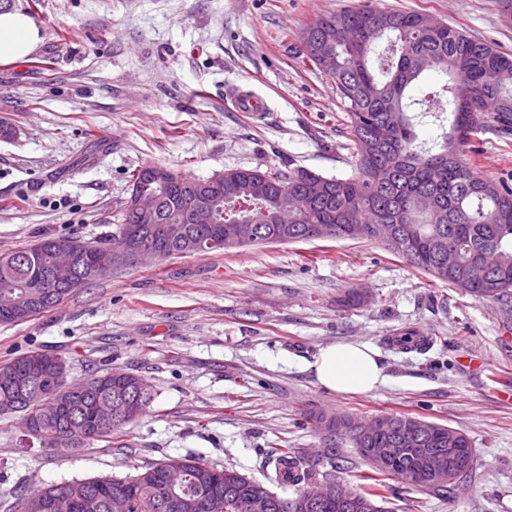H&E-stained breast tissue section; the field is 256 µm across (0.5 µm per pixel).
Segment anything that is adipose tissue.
<instances>
[{
  "instance_id": "adipose-tissue-1",
  "label": "adipose tissue",
  "mask_w": 512,
  "mask_h": 512,
  "mask_svg": "<svg viewBox=\"0 0 512 512\" xmlns=\"http://www.w3.org/2000/svg\"><path fill=\"white\" fill-rule=\"evenodd\" d=\"M41 42V30L29 16L18 10L0 12V64L26 59ZM307 368L320 386L337 393L365 394L385 382L379 354L366 342L327 345Z\"/></svg>"
}]
</instances>
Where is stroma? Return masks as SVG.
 Segmentation results:
<instances>
[{
    "label": "stroma",
    "instance_id": "35a3bbf8",
    "mask_svg": "<svg viewBox=\"0 0 512 512\" xmlns=\"http://www.w3.org/2000/svg\"><path fill=\"white\" fill-rule=\"evenodd\" d=\"M365 6L418 12L512 54L501 0H12L43 41L0 64V254L46 235L112 236L129 173L148 163L191 178L227 168L356 172L344 101L303 54L316 18ZM264 96L234 111L227 89ZM477 172L512 177V137L479 133ZM355 291V307L340 303ZM411 328L424 350L388 343ZM367 342L386 384L365 395L322 388L305 370L331 343ZM52 349L67 380L99 369L146 377L149 410L112 437L48 451L21 416L0 417V512L73 479L125 476L192 455L263 477L281 438L316 449L304 415L367 421L410 414L463 431L473 469L441 498L400 485L387 512H512V328L499 304L436 280L378 240H310L174 256L74 292L34 319L0 325V361Z\"/></svg>",
    "mask_w": 512,
    "mask_h": 512
}]
</instances>
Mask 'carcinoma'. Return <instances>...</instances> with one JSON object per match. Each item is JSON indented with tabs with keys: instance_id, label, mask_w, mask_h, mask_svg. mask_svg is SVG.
<instances>
[{
	"instance_id": "obj_1",
	"label": "carcinoma",
	"mask_w": 512,
	"mask_h": 512,
	"mask_svg": "<svg viewBox=\"0 0 512 512\" xmlns=\"http://www.w3.org/2000/svg\"><path fill=\"white\" fill-rule=\"evenodd\" d=\"M306 56L324 71L346 104L357 174L327 177L304 168H230L207 179L178 176L159 182L136 169L131 187L160 197L159 212L150 224L140 225L142 236L155 238L167 224L182 223L180 203L194 187L210 192L214 224H187L194 238H213L235 224L257 228L254 243L299 242L318 238L319 227L329 224L334 240L349 238L348 222L359 225L358 237L369 239L374 224H392L402 234L394 255L431 277L464 289L470 295L499 303L512 316V185L483 176L464 156L481 130L498 127L512 135V55L474 40L441 24L424 27L423 14L388 9H358L340 16L318 18L304 32ZM428 71L447 77L438 90L409 95ZM432 114L442 133L431 147L418 142L412 112ZM449 114L448 124L442 115ZM318 179L323 194L312 198L306 182ZM294 208L297 222L278 224L279 208ZM65 236H45L29 247L0 255V299L8 296L27 305L47 291L65 300L89 285L78 281L61 288L49 262L48 249ZM453 247L456 268L439 266L442 253ZM492 251L497 269L482 279L478 265ZM434 343L406 328L392 337L400 349ZM63 357L54 351H30L0 362V408L12 405L23 415L24 429L38 433L47 448L58 441L83 448L90 442L121 432L150 408L155 391L132 372L115 379L109 370L96 371L78 383L67 381ZM60 407L58 416L40 423L35 400ZM112 403V421L100 422L97 403ZM383 420L395 428L377 427L378 420L358 424L349 417L309 414L306 424L323 431V451L310 455L288 441L264 461V480L250 478L232 467H217L192 456L166 458L138 467L136 474L63 481L42 488L55 502L52 512H110L111 495L121 492L129 512H203L200 501L214 491L224 494L226 512L251 495L273 494L271 487L288 485L302 497V489L320 480L336 478L341 448L349 444L368 463L371 473L359 476L357 487L345 488L346 497L324 504L314 512H383L377 499L393 493L397 477L435 496L453 492L452 484L435 478L425 453L440 452L453 469L470 473L473 451L460 430L406 414ZM402 443L406 452L381 464L366 452ZM170 464L184 470L182 489L169 493L159 474Z\"/></svg>"
}]
</instances>
